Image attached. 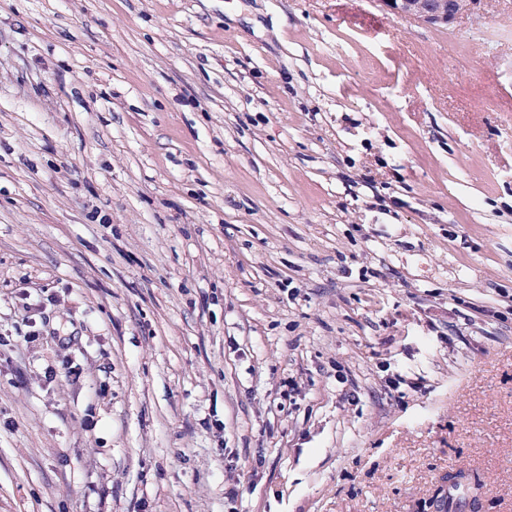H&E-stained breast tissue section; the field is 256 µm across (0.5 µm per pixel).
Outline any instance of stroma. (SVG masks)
Here are the masks:
<instances>
[{
	"label": "stroma",
	"instance_id": "1",
	"mask_svg": "<svg viewBox=\"0 0 512 512\" xmlns=\"http://www.w3.org/2000/svg\"><path fill=\"white\" fill-rule=\"evenodd\" d=\"M0 512H512V0H0ZM480 1L468 0L465 10H457L455 0H378V3L396 16L436 28H447L461 14L473 11Z\"/></svg>",
	"mask_w": 512,
	"mask_h": 512
}]
</instances>
